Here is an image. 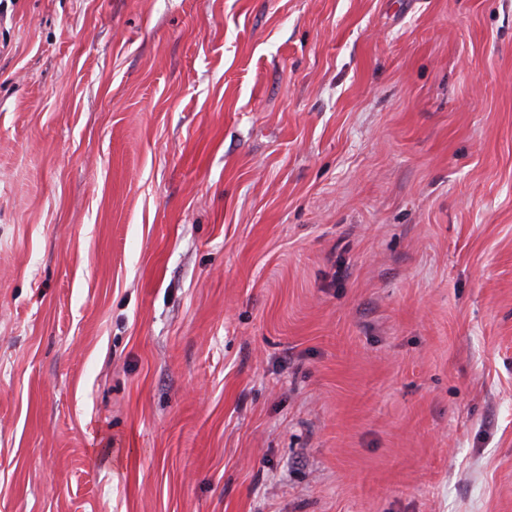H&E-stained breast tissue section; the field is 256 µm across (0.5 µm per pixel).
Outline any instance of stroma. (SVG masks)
I'll return each mask as SVG.
<instances>
[{
	"mask_svg": "<svg viewBox=\"0 0 512 512\" xmlns=\"http://www.w3.org/2000/svg\"><path fill=\"white\" fill-rule=\"evenodd\" d=\"M0 512H512V0H0Z\"/></svg>",
	"mask_w": 512,
	"mask_h": 512,
	"instance_id": "obj_1",
	"label": "stroma"
}]
</instances>
